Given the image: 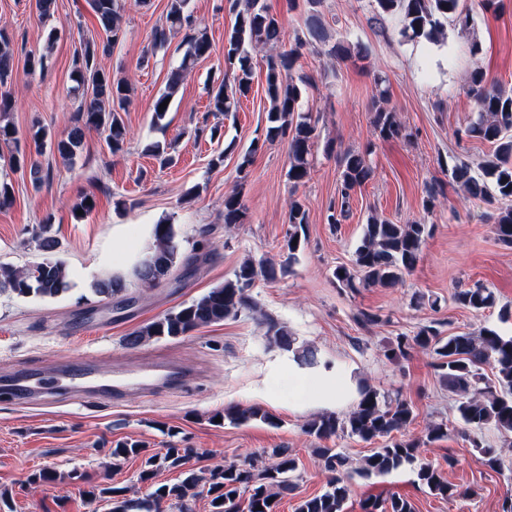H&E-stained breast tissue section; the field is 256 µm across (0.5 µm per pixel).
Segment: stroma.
I'll use <instances>...</instances> for the list:
<instances>
[{
    "label": "stroma",
    "instance_id": "1",
    "mask_svg": "<svg viewBox=\"0 0 512 512\" xmlns=\"http://www.w3.org/2000/svg\"><path fill=\"white\" fill-rule=\"evenodd\" d=\"M282 25L283 48L299 47L298 73L313 84L305 98L317 119L313 167L307 182L290 188L288 141L267 140L265 71L256 69L252 90L234 116L218 118L208 110V89L223 78L220 64L224 34L234 24L227 0H190L198 26L213 44L180 86L161 124H154L152 105L164 88L184 48L181 36L167 49L152 50L151 34L163 21L166 0L126 12L124 35L100 63L134 87L123 119L130 135L123 152L110 153L104 134L84 132L74 161H64L51 144L35 147L33 135L45 128L52 137L65 134L80 104L70 95V72L83 41L98 39L100 27L87 0H57L51 18H41L33 0H0V18L14 52V78L7 91L14 109L7 119L24 151H36L46 178L34 184L28 170L13 168L8 148L0 145V182L8 184L13 203L0 209V263L26 267L40 261L34 235L50 227L74 287L56 298L20 297L0 291V380L21 372L89 365L92 376L83 389L55 396L35 395L25 402L0 400V512H112L109 487L141 499L156 486L182 480L184 470L158 469L151 481L139 479L144 458L114 460L117 443L137 441L149 453L168 445L191 449L186 468L200 473L217 464L253 456L268 460L271 449L285 448L297 461L294 491L280 501L279 512H294L299 499L323 492L327 474L313 450L326 445L358 461L374 445L356 438L318 442L304 433L316 412L309 402L303 373L288 369L289 352L314 351L319 362L347 367L357 381L388 397L411 401L417 417L411 435H423L427 424L448 426L447 439L423 447L418 460L440 469L461 497L442 500L417 482L416 465L368 479L353 477L345 512H361L368 497H408L416 512H499L512 490V450L493 471L484 466L456 410L454 396L440 381L429 352H415L400 363L388 361L384 347L399 335L437 325L441 334L471 333L481 327L512 336V320L495 310L477 315L458 307V288L482 285L500 306H512V249L501 246L488 221L492 206L460 201L450 169L465 162L482 177L480 162L491 144L458 140V130L475 119L477 104L468 94V75L481 66L490 82L512 89V0L497 13H483L465 0L472 14L469 28L448 27L443 43L407 42L382 34L373 20L371 0H323L321 11L334 39L368 51L356 63L329 60L323 48L298 46L304 32L303 0H262ZM57 38L47 69L34 75L24 68L27 56L39 54L48 33ZM480 55L469 52L471 43ZM382 75L387 106L406 128L408 139H380L372 126L375 75ZM221 137H210L212 126ZM262 141L243 189V223L226 226L224 196L238 180V154ZM168 144L170 161L154 157L153 142ZM346 149L367 152L374 178L352 200L346 221H327L340 179L337 154ZM221 165H213L216 156ZM440 182L442 206L422 212L425 187ZM96 205L83 216L72 206L84 195ZM297 198L308 213L305 238L296 260L276 281L257 279L251 295L268 316L285 323L294 339L292 350L270 345L252 311L200 328L177 339L127 348L124 336L169 310L190 302L232 278L245 257L282 264L288 230V200ZM378 214L397 224L424 220L430 228L421 260L395 288L339 287L333 272L350 264L367 218ZM169 219L184 249L198 262L187 274L175 273L148 289L128 281L119 307L112 298L94 294L89 284L101 270L127 268L152 244L154 226ZM209 227L200 237L201 227ZM378 313L380 323L362 328L359 311ZM170 362L185 375L183 383L149 390L126 389L113 399L112 385ZM257 406L272 420L244 425L215 422L225 407ZM46 470L54 482L35 483Z\"/></svg>",
    "mask_w": 512,
    "mask_h": 512
}]
</instances>
